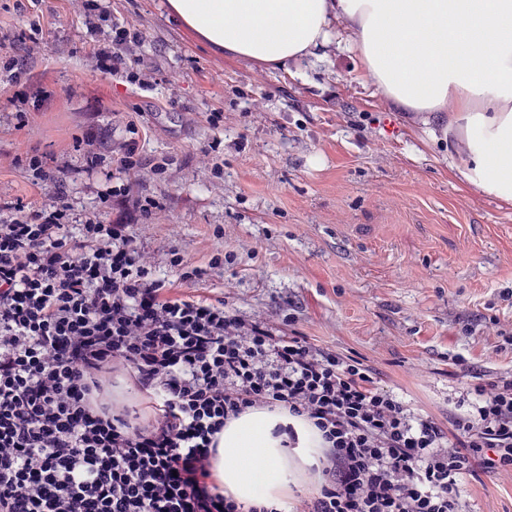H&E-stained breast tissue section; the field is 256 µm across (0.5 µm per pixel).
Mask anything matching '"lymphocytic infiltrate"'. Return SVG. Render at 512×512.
<instances>
[{"instance_id": "lymphocytic-infiltrate-1", "label": "lymphocytic infiltrate", "mask_w": 512, "mask_h": 512, "mask_svg": "<svg viewBox=\"0 0 512 512\" xmlns=\"http://www.w3.org/2000/svg\"><path fill=\"white\" fill-rule=\"evenodd\" d=\"M83 16L93 68L157 84L140 30L101 0H83ZM0 81L23 85L22 123L55 97L11 60ZM98 122L88 113L77 147L85 172L113 180L101 210L73 222L68 162L38 153L24 167L52 202L0 203V512H287L216 479L220 434L255 408L289 416L276 429L285 447L298 420L321 439L317 493L288 512H469L467 478L512 477V371L488 372L439 419L361 357L223 298L173 294L134 231L159 203L127 178L166 166L146 158L136 126L107 138Z\"/></svg>"}]
</instances>
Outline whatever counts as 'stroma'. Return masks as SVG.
Instances as JSON below:
<instances>
[{"mask_svg":"<svg viewBox=\"0 0 512 512\" xmlns=\"http://www.w3.org/2000/svg\"><path fill=\"white\" fill-rule=\"evenodd\" d=\"M13 4L0 0V45L35 31L43 50L25 68L57 98L21 127L12 91L0 89V200H50L14 164L38 151L75 168L74 217L98 208L110 183L104 171L78 172L80 114L100 109L106 134L136 118L148 129L144 155L170 162L147 185L162 207L136 234L156 266L175 247L204 269L197 294L276 323L294 316L295 330L365 358L383 384L438 416L471 383L455 358L475 372L512 370V354L492 349L498 325L512 323V202L465 181L439 124L387 103L343 26L326 58L285 71L212 47L167 0H112L159 69L143 89L90 67L76 0ZM214 112L224 115L215 127ZM220 249L235 262L209 268ZM465 496L471 512H512V479L471 481Z\"/></svg>","mask_w":512,"mask_h":512,"instance_id":"obj_1","label":"stroma"}]
</instances>
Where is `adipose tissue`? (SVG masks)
<instances>
[{
    "instance_id": "1",
    "label": "adipose tissue",
    "mask_w": 512,
    "mask_h": 512,
    "mask_svg": "<svg viewBox=\"0 0 512 512\" xmlns=\"http://www.w3.org/2000/svg\"><path fill=\"white\" fill-rule=\"evenodd\" d=\"M213 47L275 67L324 55L332 26L387 102L446 115L465 180L512 202V0H168ZM287 416L253 410L220 436L216 477L247 504L282 502L319 439L303 431L296 458L273 434Z\"/></svg>"
}]
</instances>
